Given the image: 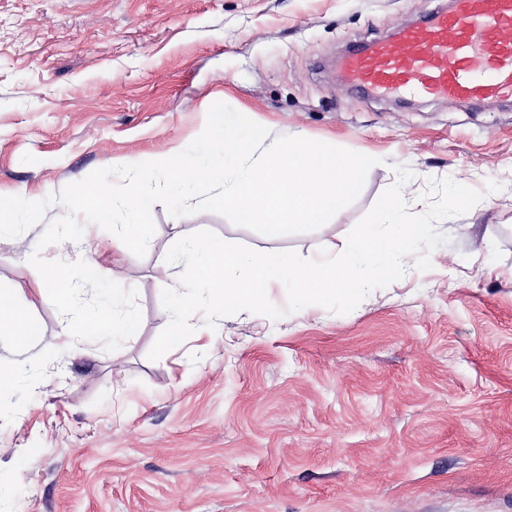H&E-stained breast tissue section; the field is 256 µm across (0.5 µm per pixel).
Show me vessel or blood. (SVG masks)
I'll use <instances>...</instances> for the list:
<instances>
[{
    "mask_svg": "<svg viewBox=\"0 0 512 512\" xmlns=\"http://www.w3.org/2000/svg\"><path fill=\"white\" fill-rule=\"evenodd\" d=\"M368 94L512 99V0H451L392 37L362 42L342 64Z\"/></svg>",
    "mask_w": 512,
    "mask_h": 512,
    "instance_id": "obj_1",
    "label": "vessel or blood"
}]
</instances>
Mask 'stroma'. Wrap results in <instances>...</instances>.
Masks as SVG:
<instances>
[{
    "label": "stroma",
    "instance_id": "stroma-1",
    "mask_svg": "<svg viewBox=\"0 0 512 512\" xmlns=\"http://www.w3.org/2000/svg\"><path fill=\"white\" fill-rule=\"evenodd\" d=\"M446 0H0V194L42 200L101 168L178 152L210 100L267 126L377 158L329 226L276 240L199 212L151 209L144 257L112 262L91 225L81 252L47 260L115 268L138 291L139 332L115 352L66 345L49 298L0 368V512H512V107L368 97L336 74L348 47L398 32ZM410 212L430 181L483 191L436 224L432 267L373 290L351 312L288 308L217 320L158 361L161 292L182 237L305 258L342 245L397 180ZM499 191L486 190L488 181ZM0 238V290L36 277L47 221Z\"/></svg>",
    "mask_w": 512,
    "mask_h": 512
}]
</instances>
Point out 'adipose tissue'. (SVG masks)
Returning a JSON list of instances; mask_svg holds the SVG:
<instances>
[{"mask_svg": "<svg viewBox=\"0 0 512 512\" xmlns=\"http://www.w3.org/2000/svg\"><path fill=\"white\" fill-rule=\"evenodd\" d=\"M73 282L70 268L54 267L37 276L29 288L24 289V303H16L12 295L0 292V335L10 337L18 345H28L40 333V325L31 315L34 300L50 290L59 298H67Z\"/></svg>", "mask_w": 512, "mask_h": 512, "instance_id": "1", "label": "adipose tissue"}]
</instances>
